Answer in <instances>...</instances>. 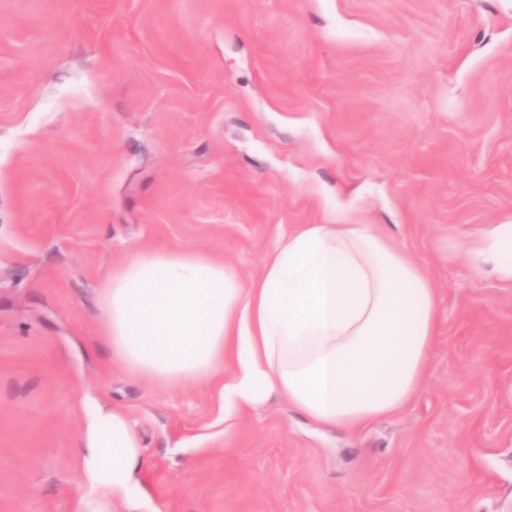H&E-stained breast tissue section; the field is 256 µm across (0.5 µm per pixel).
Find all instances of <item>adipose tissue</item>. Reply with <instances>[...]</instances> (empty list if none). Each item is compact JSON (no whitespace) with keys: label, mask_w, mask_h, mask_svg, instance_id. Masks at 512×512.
<instances>
[{"label":"adipose tissue","mask_w":512,"mask_h":512,"mask_svg":"<svg viewBox=\"0 0 512 512\" xmlns=\"http://www.w3.org/2000/svg\"><path fill=\"white\" fill-rule=\"evenodd\" d=\"M482 251L512 279V224ZM441 321L425 269L375 224H305L245 281L199 250L148 248L113 269L99 299V343L133 375L179 390L224 372V406L271 394L312 423L353 430L418 392ZM76 446L94 485L123 489L143 461L121 411H91Z\"/></svg>","instance_id":"obj_1"}]
</instances>
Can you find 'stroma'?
I'll use <instances>...</instances> for the list:
<instances>
[{"mask_svg":"<svg viewBox=\"0 0 512 512\" xmlns=\"http://www.w3.org/2000/svg\"><path fill=\"white\" fill-rule=\"evenodd\" d=\"M376 224L438 290L403 410L349 432L224 375L169 392L112 360L99 290L141 248L242 280L304 224ZM512 0H0V512H512ZM116 408L144 448L88 489ZM483 248L498 272L512 279V224H493L481 236ZM83 473L93 485L123 489L143 461L141 442L129 418L112 408L91 411L77 440Z\"/></svg>","mask_w":512,"mask_h":512,"instance_id":"stroma-1","label":"stroma"}]
</instances>
